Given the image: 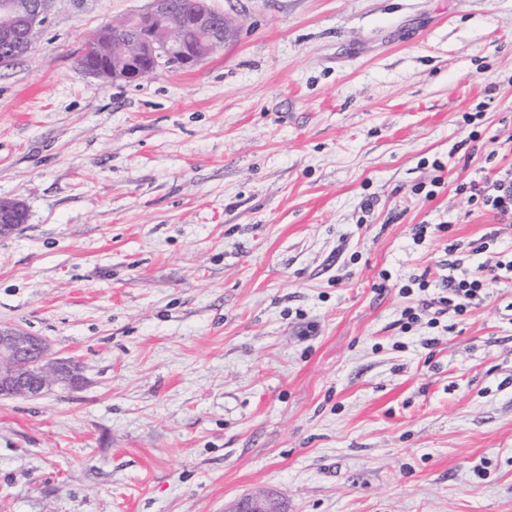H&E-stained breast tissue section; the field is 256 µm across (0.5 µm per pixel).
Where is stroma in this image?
Here are the masks:
<instances>
[{
  "instance_id": "stroma-1",
  "label": "stroma",
  "mask_w": 512,
  "mask_h": 512,
  "mask_svg": "<svg viewBox=\"0 0 512 512\" xmlns=\"http://www.w3.org/2000/svg\"><path fill=\"white\" fill-rule=\"evenodd\" d=\"M208 3L190 70L80 69L149 0H53L0 65V323L81 375L0 399V512H512V274L433 306L512 260L458 189L512 167V0ZM27 208L19 199L0 198V237L11 235L27 220ZM491 263L492 264L479 267V272L470 277L459 279L454 277L448 278V283L444 286L448 288L445 289L446 291L448 290V296H442L439 299V303L444 306L441 311H446L452 306L463 313L462 304L458 302L459 300L473 298L482 290H486L491 280L496 281L499 278L498 271L501 270L503 266L507 270L512 269V261L503 263V261L497 259ZM225 512H286L284 504L274 494H259L236 501Z\"/></svg>"
}]
</instances>
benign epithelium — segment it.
I'll return each instance as SVG.
<instances>
[{
	"label": "benign epithelium",
	"mask_w": 512,
	"mask_h": 512,
	"mask_svg": "<svg viewBox=\"0 0 512 512\" xmlns=\"http://www.w3.org/2000/svg\"><path fill=\"white\" fill-rule=\"evenodd\" d=\"M51 0H24L14 13L0 17V62L26 55L32 48L40 28L46 23ZM170 15V0H150L143 14L136 18L139 32L134 38L136 50L117 53L112 68L89 73L92 78H112L133 83L154 71L141 63L146 54H153L159 44L158 33ZM218 14L203 0L197 2L187 26L207 34L214 32V44L224 46L233 32L219 25ZM168 41L178 48L175 64L191 69L202 58L189 48L182 35L168 34ZM27 220V208L19 199L0 198V237L12 234ZM78 380V366L70 358H59L46 341L12 326L0 325V398H34L54 387L63 389ZM225 512H286L284 504L273 494H259L236 501Z\"/></svg>",
	"instance_id": "obj_1"
}]
</instances>
